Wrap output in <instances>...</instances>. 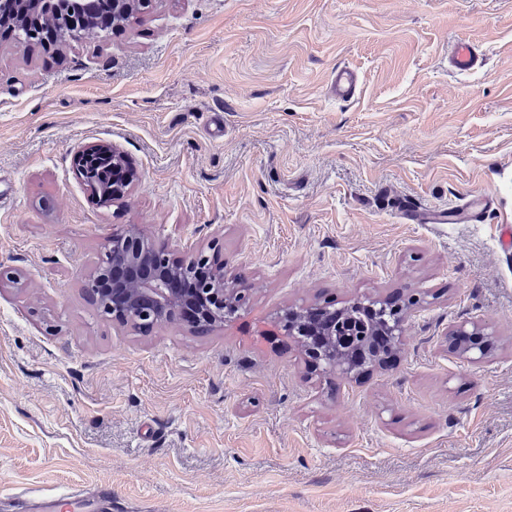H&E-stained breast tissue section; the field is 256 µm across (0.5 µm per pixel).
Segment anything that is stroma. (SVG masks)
Instances as JSON below:
<instances>
[{"label":"stroma","mask_w":512,"mask_h":512,"mask_svg":"<svg viewBox=\"0 0 512 512\" xmlns=\"http://www.w3.org/2000/svg\"><path fill=\"white\" fill-rule=\"evenodd\" d=\"M99 141L136 173L114 203L73 166ZM0 198V512H512V0H153L51 52L0 37ZM470 199L474 224L403 215ZM133 224L222 246L248 307L102 318L84 279ZM390 294L401 339L358 377L276 324ZM449 63L458 71L472 70L479 64V55L468 41L456 39L450 44ZM358 83V75L353 69L339 67L329 78L328 90L337 99H350L356 94Z\"/></svg>","instance_id":"obj_1"}]
</instances>
